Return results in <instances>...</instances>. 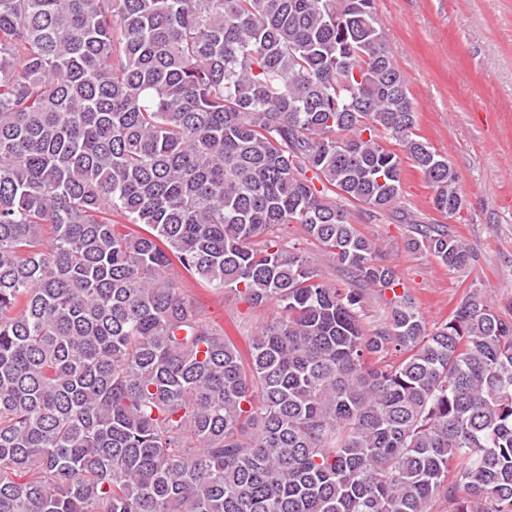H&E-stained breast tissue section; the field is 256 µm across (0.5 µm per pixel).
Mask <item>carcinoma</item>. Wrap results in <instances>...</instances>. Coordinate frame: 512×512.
I'll list each match as a JSON object with an SVG mask.
<instances>
[{
  "instance_id": "1",
  "label": "carcinoma",
  "mask_w": 512,
  "mask_h": 512,
  "mask_svg": "<svg viewBox=\"0 0 512 512\" xmlns=\"http://www.w3.org/2000/svg\"><path fill=\"white\" fill-rule=\"evenodd\" d=\"M416 124L375 0H0V512H512V320L428 330L345 206L461 210ZM187 276L276 315L244 353ZM279 235L281 236L280 240L288 246L300 247L313 267L326 281L344 286L352 283L349 275L336 265L329 254L323 251L315 241L305 236L299 224L282 226ZM365 298H366V316L364 318V322L367 328H378L383 326L385 323V309H386V299L391 298V292H386L385 296L379 295V293L373 291L372 289H366Z\"/></svg>"
}]
</instances>
